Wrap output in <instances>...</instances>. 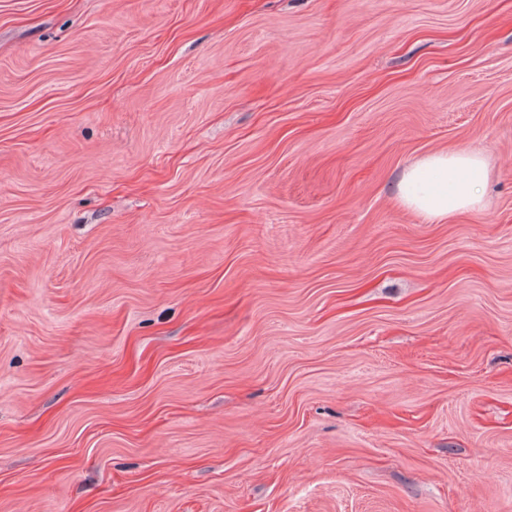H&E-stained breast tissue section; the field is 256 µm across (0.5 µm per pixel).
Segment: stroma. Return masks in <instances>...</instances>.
I'll return each instance as SVG.
<instances>
[{
  "label": "stroma",
  "mask_w": 512,
  "mask_h": 512,
  "mask_svg": "<svg viewBox=\"0 0 512 512\" xmlns=\"http://www.w3.org/2000/svg\"><path fill=\"white\" fill-rule=\"evenodd\" d=\"M0 512H512V0H0ZM489 176L484 158L456 150L427 155L407 168L398 183L402 203L428 220L481 207L480 188Z\"/></svg>",
  "instance_id": "obj_1"
}]
</instances>
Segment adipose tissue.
<instances>
[{
    "instance_id": "1",
    "label": "adipose tissue",
    "mask_w": 512,
    "mask_h": 512,
    "mask_svg": "<svg viewBox=\"0 0 512 512\" xmlns=\"http://www.w3.org/2000/svg\"><path fill=\"white\" fill-rule=\"evenodd\" d=\"M489 176L484 158L456 150L427 155L407 168L398 183L402 203L429 220L481 207L480 188Z\"/></svg>"
}]
</instances>
